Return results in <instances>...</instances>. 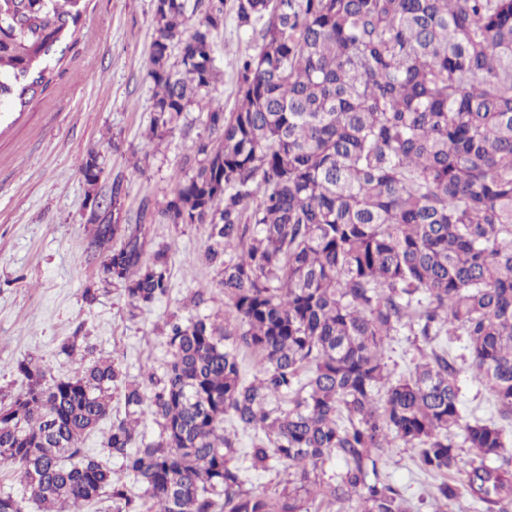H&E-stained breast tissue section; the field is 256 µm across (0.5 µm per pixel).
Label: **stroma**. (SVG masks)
<instances>
[{"label":"stroma","mask_w":512,"mask_h":512,"mask_svg":"<svg viewBox=\"0 0 512 512\" xmlns=\"http://www.w3.org/2000/svg\"><path fill=\"white\" fill-rule=\"evenodd\" d=\"M152 3L91 0L55 85L25 111L0 115L2 403L23 386L20 360H39L50 379L70 375L74 363L58 353L68 338H75L85 362L109 357L135 378L161 368L168 322L224 314L223 273L205 258L207 225L169 224L159 215L177 182L192 176L200 161L196 146L208 131L205 113L195 109L172 131H151ZM260 45L258 32L239 27L233 9H226L216 38L223 77L215 105L234 109L237 61ZM91 153L103 169L94 187L79 171ZM118 176L127 186L121 223H134L141 207L149 206L154 218L147 226V253H164L170 272L168 294L147 306L131 305L122 285L107 278L100 258L87 251L93 232L87 198L106 192ZM88 288L97 292L91 304L83 298ZM200 289L207 301L197 306L193 294ZM463 346V340L443 336L418 350L404 330L390 341L385 360L405 374L418 353L446 348L459 355ZM381 477L403 493L411 512H435L438 480L418 468L412 447L391 448Z\"/></svg>","instance_id":"stroma-1"}]
</instances>
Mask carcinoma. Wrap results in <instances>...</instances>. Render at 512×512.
Segmentation results:
<instances>
[{
    "mask_svg": "<svg viewBox=\"0 0 512 512\" xmlns=\"http://www.w3.org/2000/svg\"><path fill=\"white\" fill-rule=\"evenodd\" d=\"M86 2L0 0V112L50 90ZM224 5L207 0L186 36V0H154L147 67L153 130L206 113L204 159L162 215L209 226L233 323L170 321L162 374L139 380L99 359L48 383L38 362L19 361L26 387L0 406V476L20 491H0V512H78L104 496L116 512H302L306 498L355 495L361 512H409L399 490L369 480L397 440L441 478L444 507L463 472L486 512H507L512 0H233L239 26L262 27L259 52L238 60L230 112L212 103ZM80 172L93 185L102 170L91 155ZM126 193L117 176L94 196L91 248L146 306L168 293L169 271L164 255L146 258L147 209L118 223ZM109 232L121 239L112 250ZM403 329L426 343L463 337L466 353L434 350L396 376L384 352ZM243 347L257 355L251 381ZM459 360L498 420H463ZM114 388L158 433L137 447L138 425L116 419L90 454L83 438L110 418ZM226 416L262 428L247 458L288 473L278 496L244 488ZM333 458L342 468L327 479Z\"/></svg>",
    "mask_w": 512,
    "mask_h": 512,
    "instance_id": "1",
    "label": "carcinoma"
}]
</instances>
